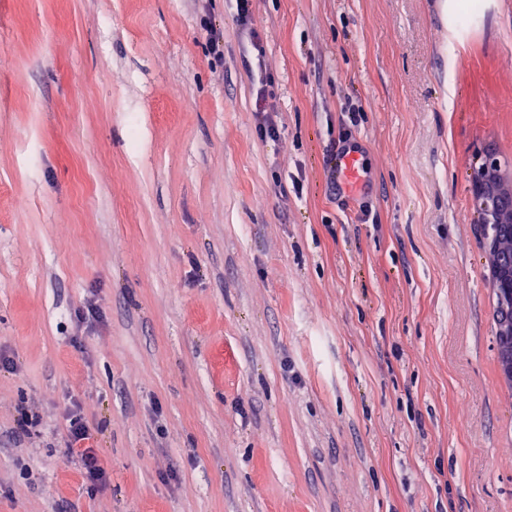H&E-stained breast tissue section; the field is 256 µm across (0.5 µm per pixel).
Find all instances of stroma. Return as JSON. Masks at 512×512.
I'll return each mask as SVG.
<instances>
[{
    "mask_svg": "<svg viewBox=\"0 0 512 512\" xmlns=\"http://www.w3.org/2000/svg\"><path fill=\"white\" fill-rule=\"evenodd\" d=\"M460 2L0 0V512H512L472 193L512 0ZM360 164L357 153L351 149L342 150L336 154V168L330 172V180L336 187L339 177L348 186L355 185L359 180ZM66 428L63 442L67 450L91 439V429L86 417L77 403H74L66 414ZM80 448V463L84 470L86 481L94 485L106 478L107 470L95 448Z\"/></svg>",
    "mask_w": 512,
    "mask_h": 512,
    "instance_id": "35a3bbf8",
    "label": "stroma"
}]
</instances>
